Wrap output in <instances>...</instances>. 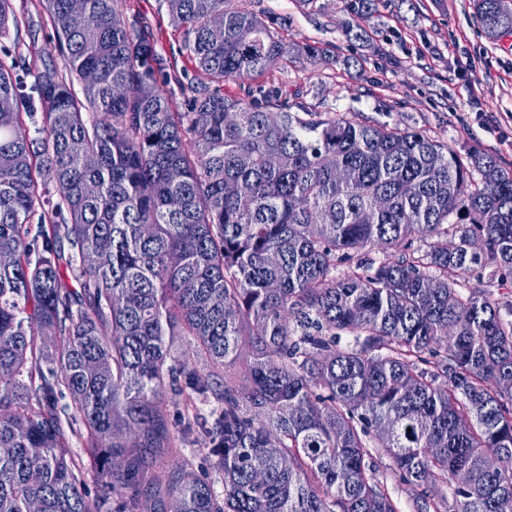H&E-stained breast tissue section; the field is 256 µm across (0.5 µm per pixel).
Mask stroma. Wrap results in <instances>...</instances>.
Wrapping results in <instances>:
<instances>
[{
  "instance_id": "35a3bbf8",
  "label": "stroma",
  "mask_w": 512,
  "mask_h": 512,
  "mask_svg": "<svg viewBox=\"0 0 512 512\" xmlns=\"http://www.w3.org/2000/svg\"><path fill=\"white\" fill-rule=\"evenodd\" d=\"M262 17L287 42L318 48L314 62L283 59L245 81L228 80L227 94L241 98L275 89L290 111L355 117L425 132L465 155L474 146L512 168V34L490 39L473 0H373L366 16L350 0H233ZM18 29L0 36V51L22 57L30 75L63 71L65 61L45 47L53 32L42 0H13ZM153 34L161 58L176 59L183 83L200 82L194 62L182 55V33L164 0H126ZM173 449L200 476L211 474L208 450L183 440L190 410L187 394L162 387Z\"/></svg>"
}]
</instances>
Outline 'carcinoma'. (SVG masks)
<instances>
[{
    "instance_id": "cac0c4a2",
    "label": "carcinoma",
    "mask_w": 512,
    "mask_h": 512,
    "mask_svg": "<svg viewBox=\"0 0 512 512\" xmlns=\"http://www.w3.org/2000/svg\"><path fill=\"white\" fill-rule=\"evenodd\" d=\"M71 2L44 0L66 74L28 86L0 59V512H111L113 494L120 512H398L373 448L414 512H512V299L470 286L477 266L512 281V170L224 93L317 53L232 0H165L206 79L175 112L124 0H83L88 27ZM474 8L512 33L506 0ZM177 336L207 373L171 357ZM166 384L214 405L183 432L223 492L170 460Z\"/></svg>"
}]
</instances>
